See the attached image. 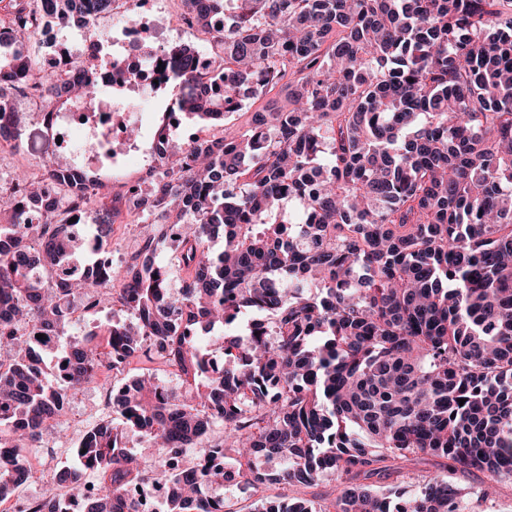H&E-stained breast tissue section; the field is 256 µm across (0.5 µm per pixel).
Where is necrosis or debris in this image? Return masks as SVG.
<instances>
[{"mask_svg": "<svg viewBox=\"0 0 512 512\" xmlns=\"http://www.w3.org/2000/svg\"><path fill=\"white\" fill-rule=\"evenodd\" d=\"M159 0H116L109 21H95L80 30L78 38L62 44V25L55 16H42L36 27L34 69L60 75L64 83L91 80L100 85L124 86L121 102L81 105L68 112L55 111L48 94L33 91L29 84L13 81L8 107L34 109L35 120L21 130L0 132V156L17 150L39 161L37 180L51 198L62 201L70 222L66 229L75 247L92 254L93 241L87 228L92 214L70 184L49 178L53 158L59 153L90 161L111 156L113 167L125 166L138 152L126 138L134 114L143 112L153 92L177 86L174 59L167 52L170 42L181 37L182 25L161 29L156 20ZM89 57L91 69L74 67V59Z\"/></svg>", "mask_w": 512, "mask_h": 512, "instance_id": "necrosis-or-debris-1", "label": "necrosis or debris"}]
</instances>
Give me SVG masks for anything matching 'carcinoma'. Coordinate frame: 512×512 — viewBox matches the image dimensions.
<instances>
[{
    "mask_svg": "<svg viewBox=\"0 0 512 512\" xmlns=\"http://www.w3.org/2000/svg\"><path fill=\"white\" fill-rule=\"evenodd\" d=\"M44 2L84 23L112 4ZM183 5L198 25L222 22L224 96L198 89L195 52L182 47L181 112L221 123L243 84L268 100L237 135L182 142L151 198L128 210L158 250L123 270L90 268L66 228L42 238L0 192V448L35 447L64 412L46 356L66 359L58 380L71 389L141 353L182 384L137 378L112 395L122 426L88 430L74 447L80 468L56 470L30 512H59V491L87 471L98 487L85 512H139L125 487L147 477L127 428L157 455L197 449V467L156 470L164 512H230L232 484L310 487L327 473L340 487L330 505L263 499L254 512H471L445 478L412 495L365 480L420 454L512 480V0ZM0 9L13 18L10 76L69 102L98 99L86 81L59 90L17 50L37 0ZM29 196L60 223L59 202L38 186ZM118 214H97L101 251ZM167 224L180 230L171 245L156 239ZM166 249L186 272L176 291L157 259ZM37 270L57 271L58 284ZM116 279L112 301L131 321L61 343L73 301ZM29 319L43 338L19 333ZM228 451L234 469L207 465ZM27 466L0 460V500Z\"/></svg>",
    "mask_w": 512,
    "mask_h": 512,
    "instance_id": "1",
    "label": "carcinoma"
}]
</instances>
